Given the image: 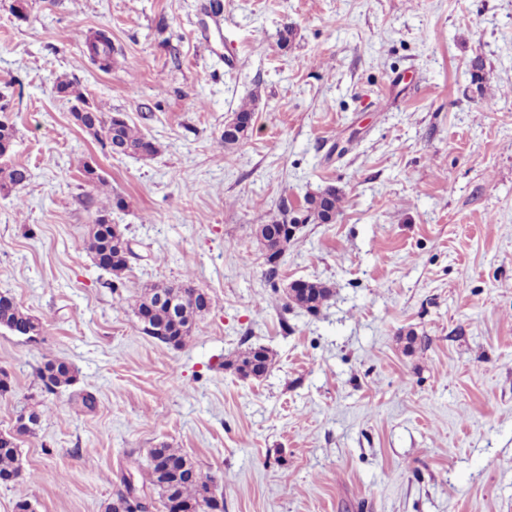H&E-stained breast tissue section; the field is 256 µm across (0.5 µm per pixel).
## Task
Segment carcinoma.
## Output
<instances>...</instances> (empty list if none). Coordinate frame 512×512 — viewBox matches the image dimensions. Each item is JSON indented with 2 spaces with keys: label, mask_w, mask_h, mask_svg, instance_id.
<instances>
[{
  "label": "carcinoma",
  "mask_w": 512,
  "mask_h": 512,
  "mask_svg": "<svg viewBox=\"0 0 512 512\" xmlns=\"http://www.w3.org/2000/svg\"><path fill=\"white\" fill-rule=\"evenodd\" d=\"M92 61L99 67L111 66L112 40L107 32L101 30L95 40L89 44ZM57 93L73 102L71 114L75 122L109 153L117 156H153L157 153L156 144L149 140L139 129L132 126L119 112L108 113L102 107L88 103L83 93L66 80L57 84ZM255 100L242 106L235 115L244 118L243 124L225 128L220 134L219 144L224 150L234 149L244 140L251 128ZM15 139L14 128L9 123L0 121V161L9 160ZM28 179V171L19 165L0 164V191H9ZM342 199L341 192L329 185L314 195L305 198V206L297 213L288 207L280 210V217H272L255 228L256 238L261 244L271 272H276L279 258L288 247L292 236L288 233H272L273 227H288L290 224H332ZM86 248L93 255L96 264L112 273V290L124 287L123 273L128 269L127 254L130 253L128 240L119 225L112 224L101 216L92 225L86 241ZM332 296V289L321 282L301 281L299 286H289L282 296L283 307L294 303L309 312L315 313ZM211 306L207 293L187 284L153 286L145 289L136 300L135 314L143 325L146 335L166 344L182 345L191 336L192 326ZM0 326L20 327L29 330L27 338L40 334L42 323L39 319L24 312L16 302L0 303ZM260 361L261 373L271 368L273 358L268 349L253 347L235 360L236 371L244 378L252 376L247 368L255 361ZM40 380L48 392H54L75 381L72 368L58 360H49L39 370ZM160 456L183 458L176 449L167 445L150 451L148 470L142 474V484L150 485L164 501H169L164 484L175 483L176 493L183 499L197 505L206 504L212 499L210 485L206 481H195L180 477L172 481L158 471L153 460ZM19 472L18 445L16 439L0 435V477H10Z\"/></svg>",
  "instance_id": "obj_1"
}]
</instances>
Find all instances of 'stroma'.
<instances>
[{"label": "stroma", "mask_w": 512, "mask_h": 512, "mask_svg": "<svg viewBox=\"0 0 512 512\" xmlns=\"http://www.w3.org/2000/svg\"><path fill=\"white\" fill-rule=\"evenodd\" d=\"M12 3L0 92L30 177L0 191V294L42 333L0 328V434L24 407L41 420L17 438L0 512H105L163 444L224 512H512V0ZM101 30L106 71L86 47ZM62 78L157 153L103 151ZM250 100L247 138L224 151ZM328 185L335 223L303 225L269 274L256 224ZM103 212L132 249L116 293L85 248ZM295 280L334 295L282 308ZM155 283L212 299L181 347L133 312ZM250 346L274 355L257 380L227 367ZM50 359L72 385L44 390Z\"/></svg>", "instance_id": "stroma-1"}]
</instances>
